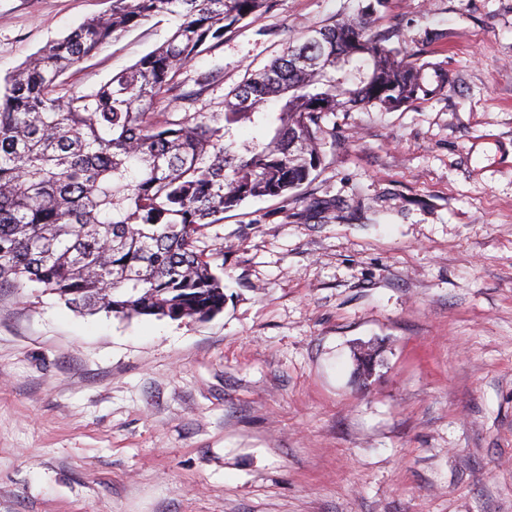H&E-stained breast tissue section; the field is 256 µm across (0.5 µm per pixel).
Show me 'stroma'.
Listing matches in <instances>:
<instances>
[{"label":"stroma","mask_w":512,"mask_h":512,"mask_svg":"<svg viewBox=\"0 0 512 512\" xmlns=\"http://www.w3.org/2000/svg\"><path fill=\"white\" fill-rule=\"evenodd\" d=\"M367 2L275 0L184 69L211 77L193 111ZM109 5L0 0V88ZM174 24L65 83L99 87ZM375 29L446 83L323 119L310 182L207 228L221 314L0 289V512H512V0H385Z\"/></svg>","instance_id":"1"}]
</instances>
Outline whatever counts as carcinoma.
<instances>
[{
	"mask_svg": "<svg viewBox=\"0 0 512 512\" xmlns=\"http://www.w3.org/2000/svg\"><path fill=\"white\" fill-rule=\"evenodd\" d=\"M274 0H111L49 41L0 93V288L28 282L77 311L131 319L211 318L224 280L197 246L256 198L308 182L320 122L397 109L428 93L425 67L360 15L306 28L224 100L222 112H153L187 102L183 69ZM174 16L164 42L89 91L62 76L142 22ZM256 135L238 143L233 129Z\"/></svg>",
	"mask_w": 512,
	"mask_h": 512,
	"instance_id": "carcinoma-1",
	"label": "carcinoma"
}]
</instances>
